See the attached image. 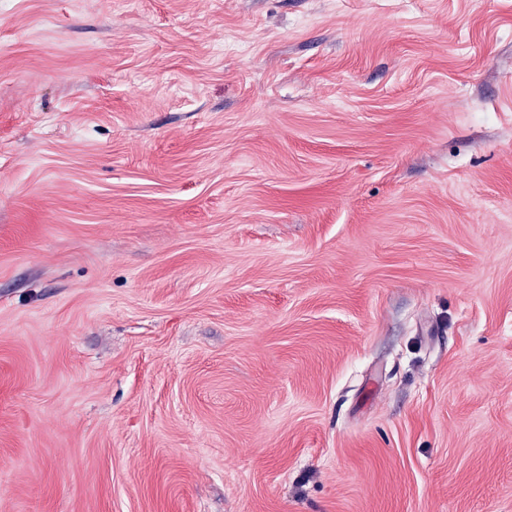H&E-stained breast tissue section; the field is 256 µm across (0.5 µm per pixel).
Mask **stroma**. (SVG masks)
Masks as SVG:
<instances>
[{"mask_svg":"<svg viewBox=\"0 0 512 512\" xmlns=\"http://www.w3.org/2000/svg\"><path fill=\"white\" fill-rule=\"evenodd\" d=\"M0 512H512V0H9Z\"/></svg>","mask_w":512,"mask_h":512,"instance_id":"35a3bbf8","label":"stroma"}]
</instances>
